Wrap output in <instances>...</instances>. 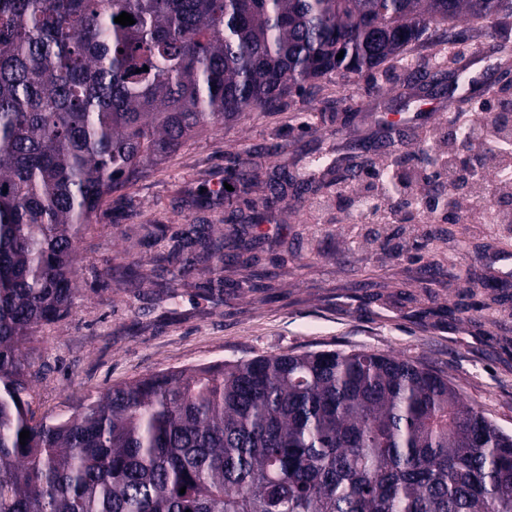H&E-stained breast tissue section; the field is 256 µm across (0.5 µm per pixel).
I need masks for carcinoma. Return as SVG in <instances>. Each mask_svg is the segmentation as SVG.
<instances>
[{
  "instance_id": "obj_1",
  "label": "carcinoma",
  "mask_w": 512,
  "mask_h": 512,
  "mask_svg": "<svg viewBox=\"0 0 512 512\" xmlns=\"http://www.w3.org/2000/svg\"><path fill=\"white\" fill-rule=\"evenodd\" d=\"M123 12L136 23L114 22ZM511 15L512 0H0V512H512V434L411 359L259 355L143 376L36 420L22 352L68 315L102 202L120 209L184 143L328 73ZM230 178L235 192L208 188L199 206L231 207L251 161ZM281 200L270 186L254 223ZM250 249L195 224L150 272L112 278L222 302Z\"/></svg>"
}]
</instances>
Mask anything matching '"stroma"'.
Here are the masks:
<instances>
[{
  "mask_svg": "<svg viewBox=\"0 0 512 512\" xmlns=\"http://www.w3.org/2000/svg\"><path fill=\"white\" fill-rule=\"evenodd\" d=\"M501 44L512 46V16L472 22L454 41L418 42L359 77L326 75L314 96L291 94L277 111L245 112L181 146L127 189L121 217L104 204L81 246L70 313L40 327L25 346L40 370L35 418L70 415L85 397L170 369L270 353L366 349L447 372L468 401L511 433L512 301L493 297L512 294V227L451 224L447 239L434 240L429 225L412 238L395 224L366 245L368 225L337 223L331 206L335 178L347 175L342 158H360L368 146L385 152L390 124L403 129L409 150H418L420 131L435 127L455 101L444 84L401 96L412 75L452 72L461 48L475 58L470 101L512 93ZM381 94L389 102L384 112L373 107ZM266 146L275 153L254 166L249 201L261 203L277 167L307 174L323 149L319 190L301 200L287 194L276 223L259 226L233 224L227 213L195 206L201 187L223 181L225 167ZM322 199L329 208H318ZM156 224L168 230L146 247ZM190 224L242 232L254 243L258 264L226 272L231 294L224 304L203 300L195 288L165 297L150 285L131 288L109 277L112 268L147 263L152 249L170 248ZM257 270L268 274L269 288H248L246 279Z\"/></svg>",
  "mask_w": 512,
  "mask_h": 512,
  "instance_id": "obj_1",
  "label": "stroma"
}]
</instances>
